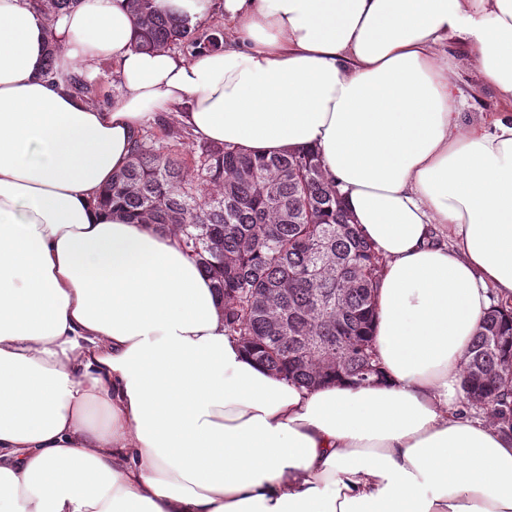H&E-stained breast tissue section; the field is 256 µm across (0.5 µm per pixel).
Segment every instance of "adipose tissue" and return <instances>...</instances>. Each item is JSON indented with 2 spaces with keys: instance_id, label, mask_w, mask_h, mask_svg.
<instances>
[{
  "instance_id": "adipose-tissue-1",
  "label": "adipose tissue",
  "mask_w": 512,
  "mask_h": 512,
  "mask_svg": "<svg viewBox=\"0 0 512 512\" xmlns=\"http://www.w3.org/2000/svg\"><path fill=\"white\" fill-rule=\"evenodd\" d=\"M156 7L233 37L144 52L125 0H0V512H512V433L454 404L491 296L512 305V0ZM456 45L500 106L466 125ZM104 62L100 107L70 79ZM171 112L318 154L386 260L380 381L270 375L178 237L101 204Z\"/></svg>"
}]
</instances>
